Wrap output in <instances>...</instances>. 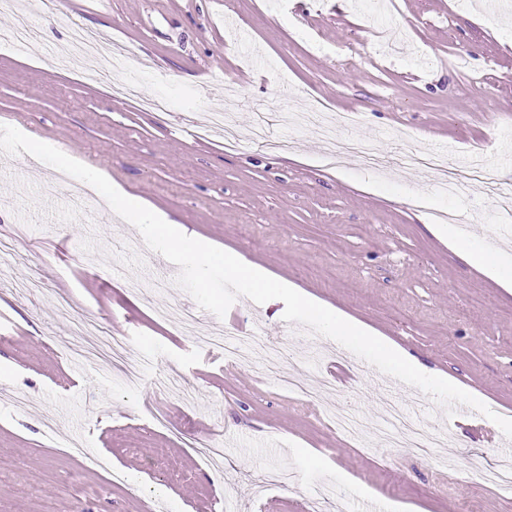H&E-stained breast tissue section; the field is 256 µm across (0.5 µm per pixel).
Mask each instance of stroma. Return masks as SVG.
Here are the masks:
<instances>
[{"label": "stroma", "mask_w": 512, "mask_h": 512, "mask_svg": "<svg viewBox=\"0 0 512 512\" xmlns=\"http://www.w3.org/2000/svg\"><path fill=\"white\" fill-rule=\"evenodd\" d=\"M37 0L0 5V31L26 9L37 48H0V125L49 144L164 212L188 237L230 249L267 274L387 336L460 388L512 415V290L461 259L424 227L453 212L458 237L512 255L495 231L489 191L449 193L436 173L393 160L410 151L468 167L473 155L512 188V0ZM125 46L136 66L87 80L93 60L62 52L73 23ZM161 98L167 111L141 108ZM325 106L360 113L351 134L388 164L364 170L351 156L327 164L312 128L287 111ZM231 107L241 133L257 117L271 145L237 150L223 137L181 139L203 109ZM50 168L29 154H0V512H307L326 484L341 496L322 512H512V493L484 475L512 460V440L465 406L447 413L337 342L283 321L284 304L238 298L234 319L201 311L215 332L247 325L292 342L295 362L274 370L231 363L159 310L195 308L176 286L178 267L150 250L122 218H78L65 192L47 196ZM159 275L172 288L149 297ZM125 340L140 364L137 389L117 387L102 358L73 357L78 313ZM77 366L70 385L63 372ZM334 391L302 398L279 372ZM391 392L448 445L424 455L360 447L336 429L345 405L368 425ZM224 448L222 470L188 448ZM107 458L103 470L68 444ZM125 474L113 481L112 471Z\"/></svg>", "instance_id": "stroma-1"}]
</instances>
